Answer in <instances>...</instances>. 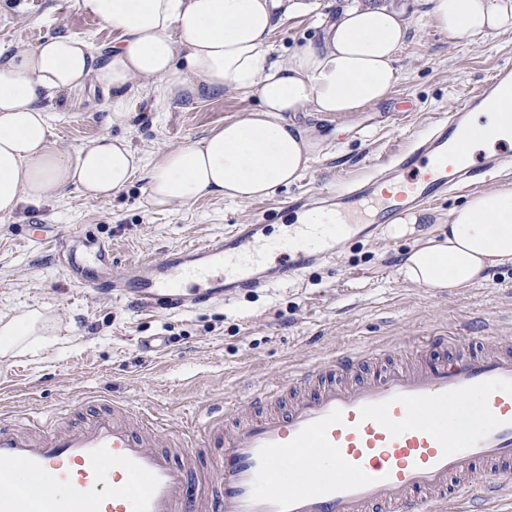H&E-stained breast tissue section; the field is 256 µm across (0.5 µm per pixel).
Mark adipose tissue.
Here are the masks:
<instances>
[{
    "instance_id": "obj_1",
    "label": "adipose tissue",
    "mask_w": 512,
    "mask_h": 512,
    "mask_svg": "<svg viewBox=\"0 0 512 512\" xmlns=\"http://www.w3.org/2000/svg\"><path fill=\"white\" fill-rule=\"evenodd\" d=\"M436 25L480 40L512 32V0H418ZM92 17L120 31L119 44L94 53L79 38H44L0 62V214L70 186L93 199L124 190L142 159L124 137H101L69 153L55 145L44 106L55 94L94 83L112 89V122L129 119L127 92L158 82L176 97L240 90L257 102L196 143L160 152L147 174V202L186 205L203 195L250 202L299 180L322 141L302 112L347 115L383 100L398 79L396 62L411 22L390 0H338L317 40L287 60L271 33L316 0H80ZM512 263V181L472 193L448 215L441 238L415 241L402 278L436 291L483 281Z\"/></svg>"
}]
</instances>
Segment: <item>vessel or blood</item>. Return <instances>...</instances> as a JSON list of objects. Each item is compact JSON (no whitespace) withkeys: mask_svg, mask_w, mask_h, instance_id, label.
Segmentation results:
<instances>
[{"mask_svg":"<svg viewBox=\"0 0 512 512\" xmlns=\"http://www.w3.org/2000/svg\"><path fill=\"white\" fill-rule=\"evenodd\" d=\"M512 67L496 70L463 108L438 119L362 186L328 196L336 220L299 242L261 240L250 226L95 277L93 293L137 309L180 312L257 288L255 268L276 258L281 278L313 258L336 259L350 225L338 214L372 207L393 223L406 207L466 191L506 159L505 127L470 126L498 108ZM496 145L483 162L475 143ZM428 337L410 364L367 367L353 351L303 368L231 409L172 427L103 396L61 411L0 419V512H447L512 495V338L495 351L471 339L454 353ZM217 469L219 481L206 478Z\"/></svg>","mask_w":512,"mask_h":512,"instance_id":"vessel-or-blood-1","label":"vessel or blood"}]
</instances>
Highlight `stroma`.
Masks as SVG:
<instances>
[{"instance_id": "stroma-1", "label": "stroma", "mask_w": 512, "mask_h": 512, "mask_svg": "<svg viewBox=\"0 0 512 512\" xmlns=\"http://www.w3.org/2000/svg\"><path fill=\"white\" fill-rule=\"evenodd\" d=\"M396 2L412 22L396 84L382 101L349 116L302 114L323 149L297 183L247 203L207 195L155 211L145 204L142 170L107 200L71 186L60 196L0 214V315L20 318L37 310L45 319L41 336L0 368V415L49 413L105 393L152 418L178 423L344 351L392 345L395 361L402 362L432 330L512 336L511 264L452 293L406 282L398 272L416 238L436 234L462 204L457 195L425 205L426 221L413 236L395 240L384 229L357 225L335 262L186 312L102 299L65 272L72 249L88 232L116 270L221 238L237 224L256 225L261 238L288 233L299 211L317 208L336 185L360 182L370 166L408 146L512 62V33L470 41L438 28L416 0ZM317 33L315 15L295 16L271 34L270 43L284 59ZM57 34L82 38L97 50L120 38L83 12L78 0H0V55L24 52ZM111 104V91L96 85L56 95L46 103L54 140L73 152L106 135L123 136L148 163L256 106L236 90L167 99L158 87L140 84L129 97L130 121L117 127L109 121ZM294 200L300 209H291Z\"/></svg>"}]
</instances>
